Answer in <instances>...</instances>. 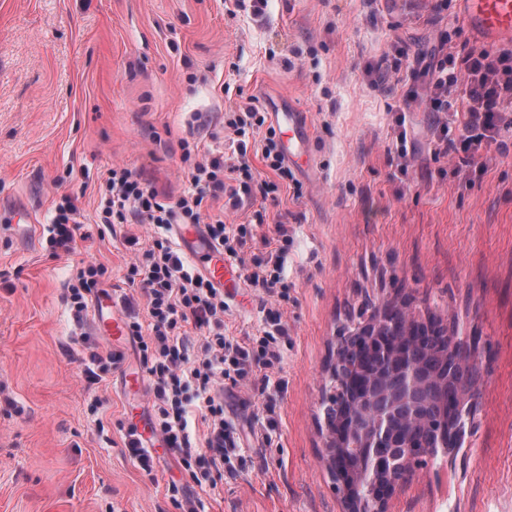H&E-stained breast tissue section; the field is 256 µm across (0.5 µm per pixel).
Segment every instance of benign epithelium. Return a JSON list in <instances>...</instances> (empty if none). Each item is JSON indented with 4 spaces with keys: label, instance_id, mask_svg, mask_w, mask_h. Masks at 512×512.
Returning a JSON list of instances; mask_svg holds the SVG:
<instances>
[{
    "label": "benign epithelium",
    "instance_id": "benign-epithelium-1",
    "mask_svg": "<svg viewBox=\"0 0 512 512\" xmlns=\"http://www.w3.org/2000/svg\"><path fill=\"white\" fill-rule=\"evenodd\" d=\"M390 312L405 321V333H381ZM450 354L465 373L452 400ZM330 379L323 402H336V416L324 422V464L341 512H392L393 498L423 459L462 447L480 385L454 323L442 316L424 320L406 299L373 306L336 337ZM386 448L407 453L397 461Z\"/></svg>",
    "mask_w": 512,
    "mask_h": 512
}]
</instances>
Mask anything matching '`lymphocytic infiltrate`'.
Listing matches in <instances>:
<instances>
[{
  "instance_id": "obj_1",
  "label": "lymphocytic infiltrate",
  "mask_w": 512,
  "mask_h": 512,
  "mask_svg": "<svg viewBox=\"0 0 512 512\" xmlns=\"http://www.w3.org/2000/svg\"><path fill=\"white\" fill-rule=\"evenodd\" d=\"M428 74L429 96L423 99L414 92L409 99L423 101L431 112L436 144L440 152L456 158L455 172L476 165L481 150L506 151L499 132L512 128V50H458L442 44ZM222 125L227 150L183 142L190 187L177 201L161 199L140 174L115 165L99 186L95 211L96 223L146 224L154 231L147 246H140L134 236L127 240L129 247L142 249L141 257L129 263L126 280L139 286L147 319H130L126 327L139 343L152 380V434L197 487L212 489L242 460L241 436L226 413L225 384H238L257 372L263 382H270L282 362L280 341L288 334V287L283 279L288 229L276 222L275 248L266 260L248 264L247 281L269 297L270 306L263 327L242 339L225 334L223 291L185 260L169 231L175 224H205L225 258L244 263L243 247L253 236V224H228L221 216H208L207 200L223 199L225 210L237 212L256 197L276 196L293 177L276 129L255 100L230 105ZM256 141L271 179L253 176L250 148ZM79 217L74 197L61 196L47 228L51 255L73 251ZM105 273L100 264L78 268L67 292L75 322H82Z\"/></svg>"
}]
</instances>
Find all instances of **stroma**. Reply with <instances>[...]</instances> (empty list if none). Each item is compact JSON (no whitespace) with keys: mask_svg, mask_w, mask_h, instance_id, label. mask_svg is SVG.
<instances>
[{"mask_svg":"<svg viewBox=\"0 0 512 512\" xmlns=\"http://www.w3.org/2000/svg\"><path fill=\"white\" fill-rule=\"evenodd\" d=\"M444 38L482 46L457 0L439 13L432 0H267L258 13L236 0H0V211L35 218L27 235L0 221V512H176L168 483L189 476L165 454L145 475L124 448L149 406L148 391L124 386L140 354L121 345L120 367L88 390L80 334L114 346L94 314L75 326L67 285L94 261L107 269L104 290L122 295L124 240L150 234L91 224L107 170L128 166L177 200L189 187L180 143L197 133L196 114L250 96L269 113L307 112L315 174L238 213L219 200L209 208L229 224L254 221L247 259L267 257L276 220L290 243L285 387L252 377L225 388L244 464L201 492L205 512H339L319 404L336 335L352 308L398 293L454 318L483 384L462 448L432 458L393 512H512V130L501 133L507 154L481 152L459 181L435 152L431 114L406 104L410 86H375L364 71L402 40L426 94ZM400 112L413 156L405 175ZM63 194L76 199L82 236L54 257L43 234ZM264 300L247 285L226 296L228 334L255 333ZM94 394L108 401L99 419ZM269 402L273 430L255 419ZM395 126L397 128L395 149L398 158L400 159V172L406 174L410 166V153L407 149V131L405 128V115L404 113L398 114L395 119Z\"/></svg>","mask_w":512,"mask_h":512,"instance_id":"1","label":"stroma"}]
</instances>
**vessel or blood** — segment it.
<instances>
[{
  "label": "vessel or blood",
  "instance_id": "obj_1",
  "mask_svg": "<svg viewBox=\"0 0 512 512\" xmlns=\"http://www.w3.org/2000/svg\"><path fill=\"white\" fill-rule=\"evenodd\" d=\"M460 4L469 26L484 43L512 44V0H460ZM274 125L289 162L312 158L313 141L307 113L292 108L283 110L275 113ZM175 233L180 250L188 259L202 265L215 285L228 294L238 288L240 276L236 267L225 261L208 242L202 225L179 224ZM95 317L99 329L113 341L126 336V324L115 311L111 298L96 300Z\"/></svg>",
  "mask_w": 512,
  "mask_h": 512
}]
</instances>
